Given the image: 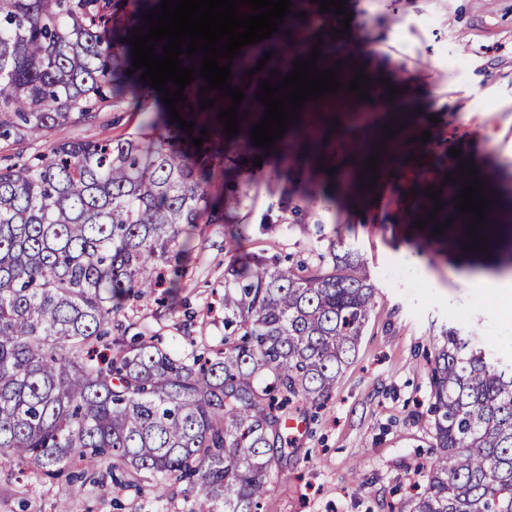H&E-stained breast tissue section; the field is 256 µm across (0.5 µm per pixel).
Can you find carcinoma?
<instances>
[{
	"instance_id": "cac0c4a2",
	"label": "carcinoma",
	"mask_w": 512,
	"mask_h": 512,
	"mask_svg": "<svg viewBox=\"0 0 512 512\" xmlns=\"http://www.w3.org/2000/svg\"><path fill=\"white\" fill-rule=\"evenodd\" d=\"M112 0H0V140L89 121L125 96ZM187 85L181 111L211 130L220 104ZM324 125L300 138L329 153ZM142 130L59 142L0 167V454L51 477L105 466L123 488L180 482L191 512H263L291 454L287 422L331 398L374 307L350 256L284 266L256 255L224 272V343L178 351L151 334L123 347V302L182 277L187 225L209 204L210 135L194 155ZM491 246L512 255V233ZM434 458L408 512H512V364L450 327L431 368Z\"/></svg>"
}]
</instances>
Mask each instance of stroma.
<instances>
[{"label": "stroma", "mask_w": 512, "mask_h": 512, "mask_svg": "<svg viewBox=\"0 0 512 512\" xmlns=\"http://www.w3.org/2000/svg\"><path fill=\"white\" fill-rule=\"evenodd\" d=\"M347 10L349 36L335 52L365 53L372 84L405 80L397 105L403 119L431 134L422 151L434 165L431 185L457 193L454 178L471 163L512 205V0H347ZM167 113L161 92L143 102L130 93L93 121L19 145L1 142L0 166L47 153L62 140L121 137ZM454 148L459 156H451ZM210 168L215 187L241 195L242 204L225 223L199 224L176 293L163 285L124 302L125 341L153 334L181 349L188 323L198 346L219 347L225 269L259 253L315 259L332 241L357 253L376 288L375 307L331 399L295 436L264 512H391L409 499L418 466L432 457L429 368L443 328L457 327L512 356V338L496 334L502 312L457 282L501 255L449 249L457 226L440 234L434 224L419 229L402 220L414 186L408 178L361 201L270 148L249 147L241 158L216 153ZM288 198L306 208L305 222L282 212ZM393 269L400 278H390ZM71 490L66 476L22 472L0 456V512H56L65 500L71 512H191L194 500L179 485L159 502L152 488L137 494L108 478L75 498Z\"/></svg>", "instance_id": "stroma-1"}]
</instances>
